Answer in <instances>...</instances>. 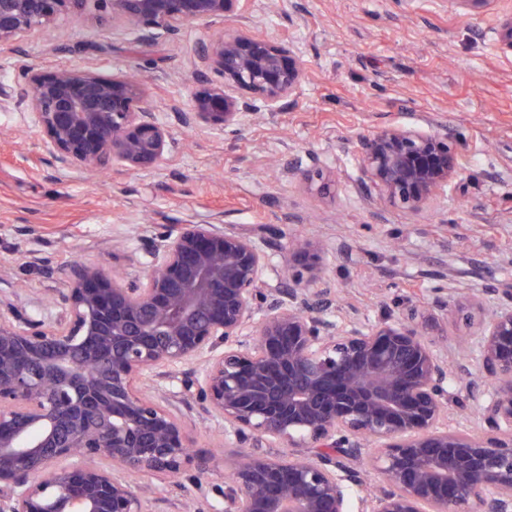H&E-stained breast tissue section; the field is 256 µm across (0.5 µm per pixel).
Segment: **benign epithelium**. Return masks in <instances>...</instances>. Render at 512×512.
Here are the masks:
<instances>
[{
    "mask_svg": "<svg viewBox=\"0 0 512 512\" xmlns=\"http://www.w3.org/2000/svg\"><path fill=\"white\" fill-rule=\"evenodd\" d=\"M90 0H0V46L48 29ZM147 38L246 16L250 0H95ZM222 81L191 93L184 126L232 132L253 100H294L304 63L291 43L220 31L201 47ZM21 69L58 171L155 167L170 127L141 85L96 66ZM373 201L418 212L468 165L448 136L386 126L361 141ZM217 224L149 240L143 277L79 262L46 317L0 289V512H155L157 484L217 462L193 450L178 405L195 401L236 443L222 512H512V288L474 332L479 373L426 338L425 307L375 324L339 321L322 286L327 251ZM474 405L481 436L449 424ZM288 449L283 456L263 445ZM378 471L377 484L367 482Z\"/></svg>",
    "mask_w": 512,
    "mask_h": 512,
    "instance_id": "7a95c632",
    "label": "benign epithelium"
}]
</instances>
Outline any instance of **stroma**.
<instances>
[{
  "instance_id": "35a3bbf8",
  "label": "stroma",
  "mask_w": 512,
  "mask_h": 512,
  "mask_svg": "<svg viewBox=\"0 0 512 512\" xmlns=\"http://www.w3.org/2000/svg\"><path fill=\"white\" fill-rule=\"evenodd\" d=\"M511 13L512 0L468 10L454 0H251L247 18L225 16V35L288 39L305 77L288 110L257 106L232 135L178 126L173 113L190 104L214 25L147 40L96 0L61 14L51 34L0 49V85L20 94L24 63L140 77L143 106L172 125L176 145L146 172L61 177L39 162L29 117L0 111V268L30 307L63 287L76 260L143 276L147 240L168 228H271L327 246L338 320L373 324L420 303L437 347L474 356V325L512 288V51L497 35ZM389 125L449 135L467 153L452 193L419 212L371 202L360 142ZM315 170L322 178L304 180ZM185 421L224 464L206 475L205 495L188 478L164 488L159 512L219 503L233 461L221 421L197 409Z\"/></svg>"
}]
</instances>
